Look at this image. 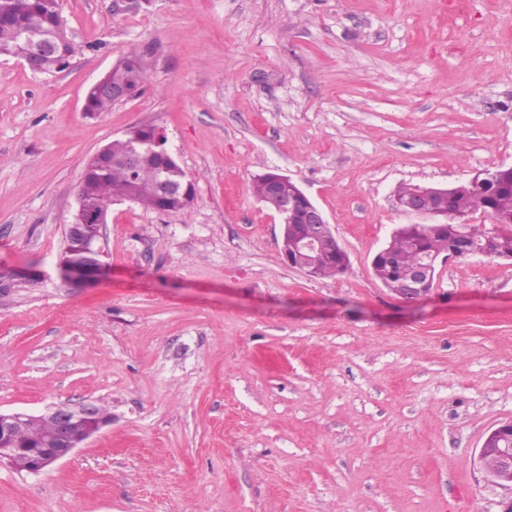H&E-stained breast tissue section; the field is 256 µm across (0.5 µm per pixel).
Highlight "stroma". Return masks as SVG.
I'll return each instance as SVG.
<instances>
[{
  "instance_id": "obj_1",
  "label": "stroma",
  "mask_w": 512,
  "mask_h": 512,
  "mask_svg": "<svg viewBox=\"0 0 512 512\" xmlns=\"http://www.w3.org/2000/svg\"><path fill=\"white\" fill-rule=\"evenodd\" d=\"M77 46L0 57V410L104 406L86 447L0 463V512H512L484 479L512 420V263L437 268L428 300L372 276L403 183L512 165V0H63ZM150 79L90 118L130 51ZM162 128L192 204H112L106 274L65 280L88 158ZM298 181L349 255L311 280L255 176ZM93 87L100 91L112 92V96L102 92H91L89 89L85 101V112L91 115L110 111L112 106L116 104L112 98L123 101L130 95V90L123 85L112 84L106 75L93 84Z\"/></svg>"
}]
</instances>
